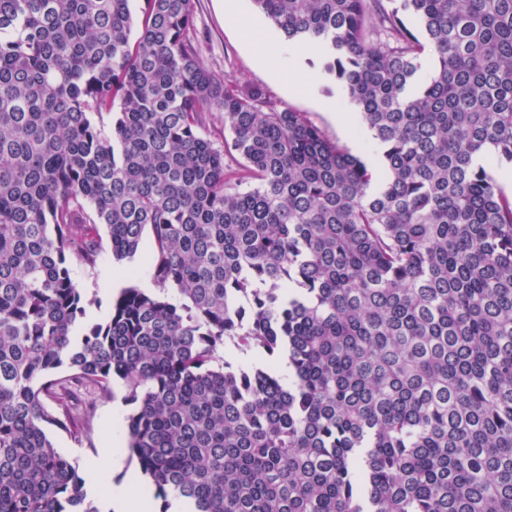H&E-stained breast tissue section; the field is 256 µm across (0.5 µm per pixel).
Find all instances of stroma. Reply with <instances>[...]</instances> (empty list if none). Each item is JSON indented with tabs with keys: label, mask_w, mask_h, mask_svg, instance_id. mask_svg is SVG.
<instances>
[{
	"label": "stroma",
	"mask_w": 512,
	"mask_h": 512,
	"mask_svg": "<svg viewBox=\"0 0 512 512\" xmlns=\"http://www.w3.org/2000/svg\"><path fill=\"white\" fill-rule=\"evenodd\" d=\"M194 31L206 65L225 80L257 88L277 108L306 115L325 134L351 154L372 161L375 147L371 132L361 118L348 125L340 124L338 113H354L356 106L333 76L325 73L319 55L303 47L282 44L280 35L257 11L252 0H237L236 13H229L226 0H194ZM260 35L279 45L274 65L261 63L255 56L250 40ZM312 72L315 81L304 89L295 88L289 81L297 70ZM72 277L78 288L90 298L88 321L103 318L113 296L112 277L120 275L122 286L140 287L151 283L152 277L143 254L116 262L109 246H102L95 264L74 260L70 263ZM127 387L114 381L112 393L96 400L95 417L87 440L75 442L66 432L53 428L49 438L54 447L72 458L79 469H86L90 460L112 446L113 415L127 416L125 402Z\"/></svg>",
	"instance_id": "obj_1"
}]
</instances>
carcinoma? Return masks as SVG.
I'll return each mask as SVG.
<instances>
[{"label":"carcinoma","mask_w":512,"mask_h":512,"mask_svg":"<svg viewBox=\"0 0 512 512\" xmlns=\"http://www.w3.org/2000/svg\"><path fill=\"white\" fill-rule=\"evenodd\" d=\"M253 3L383 169L213 74L194 0H0V512H100L46 430L116 378L188 512H512V0ZM102 226L158 292L83 329Z\"/></svg>","instance_id":"1"}]
</instances>
